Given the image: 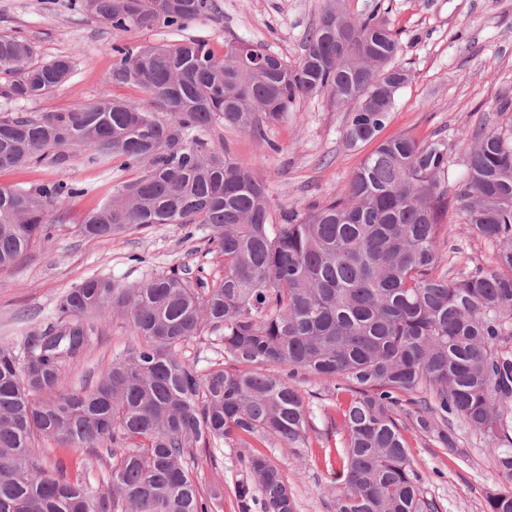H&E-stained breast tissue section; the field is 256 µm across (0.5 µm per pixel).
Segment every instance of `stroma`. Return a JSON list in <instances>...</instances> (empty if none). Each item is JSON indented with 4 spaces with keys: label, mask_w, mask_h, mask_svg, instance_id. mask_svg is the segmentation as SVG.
Returning <instances> with one entry per match:
<instances>
[{
    "label": "stroma",
    "mask_w": 512,
    "mask_h": 512,
    "mask_svg": "<svg viewBox=\"0 0 512 512\" xmlns=\"http://www.w3.org/2000/svg\"><path fill=\"white\" fill-rule=\"evenodd\" d=\"M383 3L385 18L400 43L399 62L411 73L399 93L389 125L391 137L411 133L417 140L446 138L455 176L466 172V155L478 126L512 123V0H345L349 17L370 13ZM210 17L183 29L155 27L118 35L84 13L76 0H0V33L17 34L31 42L37 58L69 56L76 71L68 84L52 94L24 103L29 112L80 108L103 98L146 104L134 86L113 84L114 39L131 45L176 44L205 40L216 55L228 41L264 45L288 61L303 53L305 38L316 22L323 0H216ZM345 114L327 95L302 99L283 122L266 126L256 136L219 125L210 132L223 141L233 158L259 177L273 211L305 208L335 196L370 153V146L348 147ZM131 173L90 165L75 157L65 166L47 162L0 172V187L64 180L89 186V195L71 199L54 237L34 246L15 266L0 271V340L19 336L22 328L46 326L69 288L88 276H105L136 285L172 267L205 270L209 280L224 275V259L211 252L200 235H188L178 224H154L107 240L80 236L74 227L89 210L110 199ZM451 235L444 248L453 272L494 269L496 248L470 236L463 227L461 206L451 202ZM135 337L127 321L109 314L95 320L91 346L65 374L67 389L80 388L86 377L106 372ZM307 393L314 429L304 448L251 440L249 448L224 444L220 451L196 452L195 471L202 492L220 487L218 512H238L234 484L245 475L244 451L260 452L280 467L297 503V512H332L330 470L324 454L342 447L347 434L332 427L337 395L308 374H299ZM459 454H448L432 437L408 428L405 437L427 497L440 512H484L485 493L501 486L489 445L483 435L458 429Z\"/></svg>",
    "instance_id": "obj_1"
}]
</instances>
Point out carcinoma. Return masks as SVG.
<instances>
[{"label":"carcinoma","mask_w":512,"mask_h":512,"mask_svg":"<svg viewBox=\"0 0 512 512\" xmlns=\"http://www.w3.org/2000/svg\"><path fill=\"white\" fill-rule=\"evenodd\" d=\"M341 2L325 0L295 62L245 42L222 56L199 40L112 45V83L141 88L148 109L116 98L0 109V170L63 165L79 149L90 165L118 159L137 172L79 234L192 224L224 256L213 283L175 267L128 287L88 277L20 347L0 341V512H215L224 490L201 493L195 450L246 436L306 446L300 370L348 394L330 418L347 434L334 512H438L402 429L408 421L453 453V417L489 440L505 481L486 493V512H512V124L474 134L455 184L468 231L498 248L494 270L467 274L451 273L441 250L452 230L447 139L378 141L335 198L275 217L262 182L206 138L220 124L260 134L326 92L347 112L350 146L377 141L409 74L382 5L351 19ZM79 7L117 31L178 29L215 0ZM35 56L30 42L0 34V97L28 102L70 80L73 58ZM86 192L60 180L0 187V270L51 239L57 205ZM108 309L137 342L91 383L63 389L65 368L88 348V318ZM206 332L219 334L224 366L201 371L182 347ZM52 444L89 449L107 467L106 488L70 478ZM244 464L239 512H296L274 462L253 453Z\"/></svg>","instance_id":"obj_1"}]
</instances>
